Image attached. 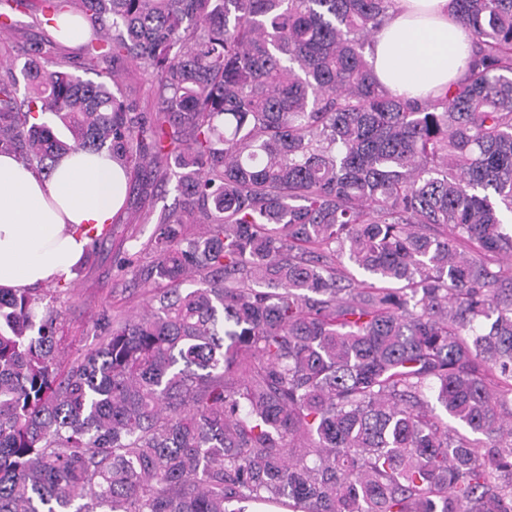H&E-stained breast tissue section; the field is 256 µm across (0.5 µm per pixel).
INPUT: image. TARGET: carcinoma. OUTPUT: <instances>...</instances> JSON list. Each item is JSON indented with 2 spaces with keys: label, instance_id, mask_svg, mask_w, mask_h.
<instances>
[{
  "label": "carcinoma",
  "instance_id": "1",
  "mask_svg": "<svg viewBox=\"0 0 512 512\" xmlns=\"http://www.w3.org/2000/svg\"><path fill=\"white\" fill-rule=\"evenodd\" d=\"M394 6L0 0L81 17L101 78L4 50L0 152L177 192L121 265L144 311L69 366L0 288V512H512V0H450L471 54L425 101L366 57Z\"/></svg>",
  "mask_w": 512,
  "mask_h": 512
}]
</instances>
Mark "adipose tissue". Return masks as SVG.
<instances>
[{"mask_svg": "<svg viewBox=\"0 0 512 512\" xmlns=\"http://www.w3.org/2000/svg\"><path fill=\"white\" fill-rule=\"evenodd\" d=\"M396 2L372 43L375 77L395 94L439 96L465 70L468 33L449 0ZM126 185L119 165L87 151L64 156L46 178L0 153V288L69 279L87 244L76 227L111 223Z\"/></svg>", "mask_w": 512, "mask_h": 512, "instance_id": "obj_1", "label": "adipose tissue"}]
</instances>
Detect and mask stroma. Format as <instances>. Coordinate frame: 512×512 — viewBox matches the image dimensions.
<instances>
[{
    "mask_svg": "<svg viewBox=\"0 0 512 512\" xmlns=\"http://www.w3.org/2000/svg\"><path fill=\"white\" fill-rule=\"evenodd\" d=\"M174 188L155 189L144 196L128 195L120 222L113 224L106 243L90 261L81 263L66 290L55 301L61 314L59 334L64 363H71L99 341L97 322L103 313H133L146 305L147 287L134 290L125 286L126 275L120 267L128 255L140 254L141 264L148 257L140 250L153 234L157 218L174 202Z\"/></svg>",
    "mask_w": 512,
    "mask_h": 512,
    "instance_id": "35a3bbf8",
    "label": "stroma"
}]
</instances>
